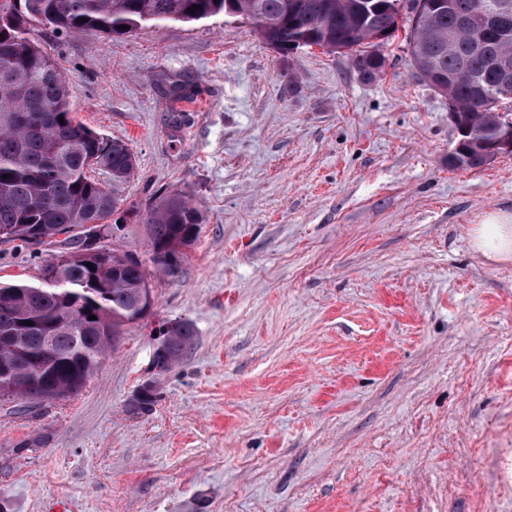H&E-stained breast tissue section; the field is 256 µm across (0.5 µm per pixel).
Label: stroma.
<instances>
[{
	"label": "stroma",
	"instance_id": "35a3bbf8",
	"mask_svg": "<svg viewBox=\"0 0 512 512\" xmlns=\"http://www.w3.org/2000/svg\"><path fill=\"white\" fill-rule=\"evenodd\" d=\"M34 36L71 112L131 147L122 208L180 190L202 214L151 278L155 319L196 336L146 414L140 324L78 393L0 399V512H512V261L469 244L512 214V156L449 166L448 100L403 37L370 80L221 15ZM97 243L151 258L140 219ZM72 249L0 245V280Z\"/></svg>",
	"mask_w": 512,
	"mask_h": 512
}]
</instances>
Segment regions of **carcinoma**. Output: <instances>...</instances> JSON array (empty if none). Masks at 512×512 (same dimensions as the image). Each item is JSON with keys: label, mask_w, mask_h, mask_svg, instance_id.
Here are the masks:
<instances>
[{"label": "carcinoma", "mask_w": 512, "mask_h": 512, "mask_svg": "<svg viewBox=\"0 0 512 512\" xmlns=\"http://www.w3.org/2000/svg\"><path fill=\"white\" fill-rule=\"evenodd\" d=\"M417 0H7L0 16V244L38 243L76 229L77 250L47 269L38 285L0 283V398L54 400L77 393L101 360L120 343L124 328L146 319L142 293L150 271L132 254L95 246L93 230L126 223L139 214L123 210L109 185L90 176L95 167L128 180L135 157L128 144L88 128L69 111L66 80L53 56L35 41L37 26L63 33L114 37L164 22L191 23L232 10L280 53L296 42L351 56L363 75L383 73L380 47L399 22L408 27L414 65L432 88L442 84L472 130L484 139L495 127L484 113L506 100L497 60L512 57V0H448V7L417 15ZM505 19L507 33L486 29L473 12ZM197 6L195 12L188 8ZM456 168L479 169L484 155L448 156ZM202 215L181 190L156 197L148 224L152 263L178 275L184 250L196 241ZM95 270H90L88 264ZM96 319L91 320L89 316ZM44 336L53 353L42 359ZM195 331L187 320H170L153 351L158 372L143 383L130 411L152 410L157 382L179 363Z\"/></svg>", "instance_id": "1"}]
</instances>
